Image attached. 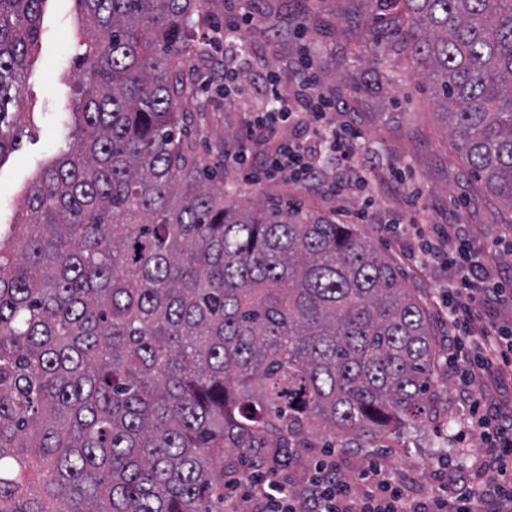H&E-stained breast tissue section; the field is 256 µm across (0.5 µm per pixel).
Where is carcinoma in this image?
<instances>
[{"mask_svg":"<svg viewBox=\"0 0 512 512\" xmlns=\"http://www.w3.org/2000/svg\"><path fill=\"white\" fill-rule=\"evenodd\" d=\"M74 143L0 227V512H224L228 450L380 448L427 420L432 317L351 224L201 179L183 58L209 0H78ZM370 85L403 52L512 213V0H373ZM44 0H0V120Z\"/></svg>","mask_w":512,"mask_h":512,"instance_id":"cac0c4a2","label":"carcinoma"}]
</instances>
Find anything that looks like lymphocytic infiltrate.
Listing matches in <instances>:
<instances>
[{
	"label": "lymphocytic infiltrate",
	"instance_id": "f902f5d3",
	"mask_svg": "<svg viewBox=\"0 0 512 512\" xmlns=\"http://www.w3.org/2000/svg\"><path fill=\"white\" fill-rule=\"evenodd\" d=\"M334 101L320 98L304 110L278 103L262 113L260 122L302 126L311 130L306 140H292L250 169L249 178L295 180L312 183L323 176L317 157L340 163L332 183L342 192L347 182L362 181L354 165L358 135L336 125ZM425 243L422 261L446 259L455 272L448 290V362L456 368L458 382L472 389L477 377L512 367V326L491 320L493 308L512 307V284L495 277L489 251L476 245L464 225L414 226ZM462 432L478 433L482 440L480 479L467 483L449 472L444 484L423 498L409 495L378 459H370L358 473L343 469L333 451H324L308 477L299 483L282 481L265 461L247 460L244 471H231L224 481V512H512V413L491 417L480 398L470 401Z\"/></svg>",
	"mask_w": 512,
	"mask_h": 512
}]
</instances>
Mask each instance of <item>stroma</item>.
<instances>
[{"label": "stroma", "instance_id": "stroma-1", "mask_svg": "<svg viewBox=\"0 0 512 512\" xmlns=\"http://www.w3.org/2000/svg\"><path fill=\"white\" fill-rule=\"evenodd\" d=\"M250 5L256 16L242 34L243 50L187 59L188 67L204 73L238 69L242 76L231 83L229 92L214 88L205 93L207 112L188 111L185 138L193 142L197 155L235 183L242 203L278 200L349 224L363 197H372L368 219L354 223L399 267L404 286L418 295L433 318L439 354L447 355L448 321L440 300L448 289L449 272L408 260L407 252L418 249L420 242L412 232L398 231L397 225L413 220L465 225L476 244L495 254L496 274L507 283L512 281V230L506 225V209L490 201L454 150L431 85L414 75L401 54L391 59L400 81L380 86L371 96L346 89L334 62L320 64L319 90L335 99L337 123L361 135L359 159L369 171L366 183L352 184L336 196L324 184H255L244 180L237 168L225 166V156L237 151L244 135L255 140L265 135L282 143L302 134L297 127L282 126L265 134L250 128L251 119L267 108L269 100L255 75H276L280 91L288 95L298 86L293 62L301 53L322 44L347 55L364 43L360 27L351 20L360 0H210L208 8L221 19ZM84 52L77 0H45L39 42L25 72L21 100L0 124V135L10 143L0 156V224L22 222L26 191L73 140L72 102ZM434 390L436 403L429 419L406 431L403 447L348 450L339 456L343 468L354 471L366 457L379 456L393 476L411 480L417 493L438 488L451 468L475 475L473 462L481 439L474 434L461 443L455 437L466 407L457 376L447 365H440Z\"/></svg>", "mask_w": 512, "mask_h": 512}]
</instances>
